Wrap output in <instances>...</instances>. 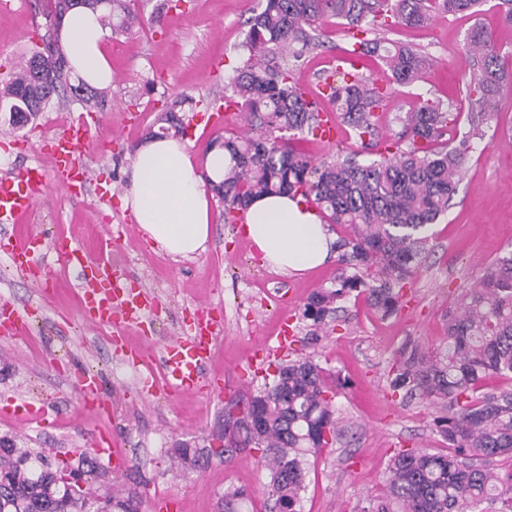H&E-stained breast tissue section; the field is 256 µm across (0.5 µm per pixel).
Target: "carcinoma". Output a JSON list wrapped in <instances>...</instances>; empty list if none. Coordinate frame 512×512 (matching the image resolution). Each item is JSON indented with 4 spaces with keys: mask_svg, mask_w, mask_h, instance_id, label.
<instances>
[{
    "mask_svg": "<svg viewBox=\"0 0 512 512\" xmlns=\"http://www.w3.org/2000/svg\"><path fill=\"white\" fill-rule=\"evenodd\" d=\"M73 0H53L45 14V33L28 54L0 72V112L14 130L27 127L52 107L71 101L86 112L99 111L106 93L81 82L67 83L69 61L61 43L63 17ZM484 0H264L251 18L247 62L226 76L224 106L243 109L251 133L224 139L227 165L223 179L212 184L224 204V223L248 209L255 198L301 195L331 223L349 229L336 241L338 288L315 293L305 315L319 328L334 314V302L358 288L382 315L401 308L429 252V227L448 211L457 192L471 139L494 115L497 96L512 84V55L502 54L490 32L479 25L467 35L472 77L466 96L478 108L470 129L460 133L458 113L429 100L406 113L399 139L359 164L350 156L318 164L294 145L317 138L325 107H334L341 122L362 141L372 136L377 109L398 86L415 82L428 66L427 56L381 38H355L354 61L329 85L323 99L308 98L298 87L296 62L323 45L316 22L336 19L351 34L391 25L427 26L432 15L477 14ZM114 34L130 32L137 14L129 0H78ZM379 56L390 71L385 87L375 86L356 64ZM161 131L183 132L172 107L164 109ZM448 336L441 352L418 348L402 353L391 379L395 391L417 396L438 408L436 431L448 451L401 450L388 464L381 494L366 499L358 512H483L482 504H499L512 512V472L498 463L512 458V391H480L489 376H512V250L498 256L482 282L463 289L445 315ZM325 370L312 358L278 367L272 382L257 395L233 399L235 429L224 435L221 453L230 459L241 451L260 453L269 472L266 494L279 512H299L306 488L307 456L336 443L341 428L335 418ZM185 469L199 467L188 446L173 449ZM99 471L87 455L82 466L54 470L45 458L19 439L0 438V512H135V491L97 493L89 479ZM244 490L227 489L220 512H241Z\"/></svg>",
    "mask_w": 512,
    "mask_h": 512,
    "instance_id": "cac0c4a2",
    "label": "carcinoma"
}]
</instances>
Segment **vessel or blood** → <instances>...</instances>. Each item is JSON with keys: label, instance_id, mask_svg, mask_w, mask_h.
<instances>
[{"label": "vessel or blood", "instance_id": "vessel-or-blood-1", "mask_svg": "<svg viewBox=\"0 0 512 512\" xmlns=\"http://www.w3.org/2000/svg\"><path fill=\"white\" fill-rule=\"evenodd\" d=\"M87 138L83 122H69L59 136L45 146L54 164L55 180L72 196H80L86 185L93 181L92 170L83 162L81 151ZM45 181L40 166L19 169L11 180L0 183V224H14L28 215L35 206V193ZM55 252L67 264L79 268L82 278V300L87 324L108 325L116 329L141 324L145 314L158 310L155 297L140 291L128 299H119L116 279L124 275L125 266L115 258L94 259L81 245L63 241H46L41 235L27 231L24 234L0 237V255L5 256L11 267L34 284H42L44 252ZM223 320L217 308L205 306L197 311V318L189 325V333L175 338L166 346L161 358L168 378L164 386L146 382L144 392L149 396L161 393L220 391L224 382L209 375L208 367L215 356V333ZM29 322L24 314L9 302L0 303V335L14 338L26 335ZM85 403L95 409L108 408L109 403L100 394L96 376L82 373L78 376ZM0 415L22 422H45L48 407L22 401L0 407ZM93 453L107 460L114 474H123L129 461L110 437H100L91 443Z\"/></svg>", "mask_w": 512, "mask_h": 512}]
</instances>
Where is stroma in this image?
Here are the masks:
<instances>
[{
  "mask_svg": "<svg viewBox=\"0 0 512 512\" xmlns=\"http://www.w3.org/2000/svg\"><path fill=\"white\" fill-rule=\"evenodd\" d=\"M45 2L24 0L11 14L0 15V64L12 63L30 47L37 25L44 21ZM157 2L137 0L138 24L131 33L109 39L112 81L104 111L85 118L75 105L54 106L18 131L25 149L0 148V179L27 164L46 167L50 161L42 145L60 131L61 116L85 120L90 140L84 159L118 194L101 205L94 193L71 197L54 180H46L27 222L48 239H70L94 249L101 244L104 225L129 219L121 193L128 186L136 149L157 129L163 105L181 101L184 137L192 142L195 158H202L216 138L200 116L208 106L223 105L224 74L244 64L250 19L264 2L170 0L159 18L154 15ZM497 2L486 0L475 16L437 14L425 28L391 29L388 39L425 53L430 68L386 101L373 145L361 146L347 134L333 145L310 141L306 148L312 159L332 161L354 150L361 163L375 160L377 144L401 133L400 116L426 99L452 106L460 114V131H467L472 112L465 96L471 70L463 64L468 30L481 24L502 52L512 51V27L502 24ZM322 39L323 47L303 57L296 72L298 84L313 96L351 44L344 26L333 21L324 25ZM500 100L499 112L482 126L483 137L472 139L457 193L447 214L432 225L429 254L406 303L391 317H380L365 298L352 296L322 331L311 334L304 306L313 292L334 287L336 262L300 275L272 269L240 224L225 223L224 206L216 199L211 202L206 249L195 258L172 259L136 226L117 247L135 285L161 305L159 315L127 330L126 348L147 355L161 351L167 337L191 321L199 305L210 304L222 309L224 319L212 370L229 381L243 380V392L263 390L286 358L313 356L339 378L333 404L343 434L333 447L310 456L300 512H357L358 504L382 491L389 460L397 451L435 453L445 447L434 430V408L392 392L388 375L405 346L415 344L426 352L441 347L445 310L464 287L481 281L497 256L512 250V88ZM116 130L121 137L114 142L110 136ZM45 265L50 280L42 294L0 256V301L38 310L29 334L0 340V407L14 397L26 400L41 392L54 394L57 404L40 426L0 420V436H18L51 465L75 468L92 437L109 433L130 466L117 476L102 465L100 482L136 490L142 512H155L158 497L174 500L172 512H218L228 488L250 493L244 512H269L264 492L269 475L258 453L244 451L227 461L211 448L214 437L224 431V400L197 392L142 401L145 369L114 356L111 327L86 325L72 269L51 257ZM284 328L289 351L283 355L275 346ZM259 340L269 344L268 359L262 370L253 371L247 360ZM64 370L97 374L103 394L114 404L113 415L83 408L74 384L62 380ZM181 445L202 455L200 468L185 473L177 469L171 450Z\"/></svg>",
  "mask_w": 512,
  "mask_h": 512,
  "instance_id": "obj_1",
  "label": "stroma"
}]
</instances>
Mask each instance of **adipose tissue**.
<instances>
[{"mask_svg":"<svg viewBox=\"0 0 512 512\" xmlns=\"http://www.w3.org/2000/svg\"><path fill=\"white\" fill-rule=\"evenodd\" d=\"M76 73L96 87L110 84L106 55L109 32L82 8L67 13L61 28ZM224 171V152L210 150L195 164L183 140L154 139L135 154L123 205L142 233L166 254L191 258L203 252L210 236L205 184ZM243 232L273 269L299 274L330 260L335 239L315 209L298 198L270 195L255 200Z\"/></svg>","mask_w":512,"mask_h":512,"instance_id":"ef3b65f1","label":"adipose tissue"}]
</instances>
